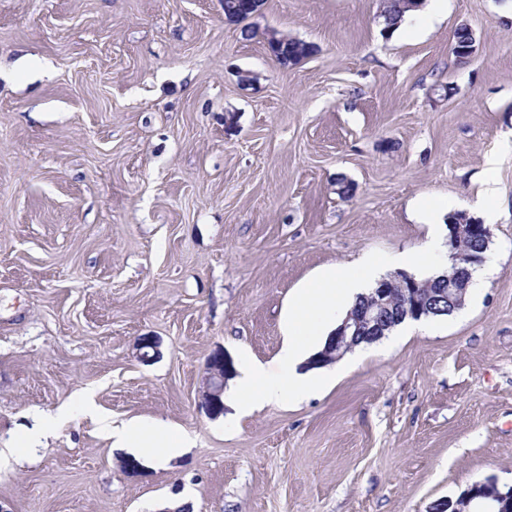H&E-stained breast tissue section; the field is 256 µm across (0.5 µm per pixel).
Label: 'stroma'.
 <instances>
[{"label":"stroma","mask_w":512,"mask_h":512,"mask_svg":"<svg viewBox=\"0 0 512 512\" xmlns=\"http://www.w3.org/2000/svg\"><path fill=\"white\" fill-rule=\"evenodd\" d=\"M381 8L265 0L245 40L223 0H0V448L73 409L0 471L7 512H435L512 486V0H443L393 36ZM269 29L316 51L281 65ZM492 153L500 216L462 312L348 352L301 401L199 407L212 352L276 372L292 289L427 249L413 203L472 214ZM86 394L193 444L125 473Z\"/></svg>","instance_id":"stroma-1"}]
</instances>
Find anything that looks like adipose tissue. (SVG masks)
Here are the masks:
<instances>
[{
    "label": "adipose tissue",
    "mask_w": 512,
    "mask_h": 512,
    "mask_svg": "<svg viewBox=\"0 0 512 512\" xmlns=\"http://www.w3.org/2000/svg\"><path fill=\"white\" fill-rule=\"evenodd\" d=\"M428 254L407 253L391 258L372 254L354 262L332 266L306 280L294 292L289 306L288 339L278 354L279 372L269 374L264 364H245L236 380V402L247 415L269 404L299 400L319 391L327 382L322 369L301 371V364L316 353L346 317L356 298L379 280L389 266L427 268ZM100 430L117 448H127L143 458L163 460L190 445L187 433L164 430L129 421L115 424L111 417L98 419Z\"/></svg>",
    "instance_id": "adipose-tissue-1"
}]
</instances>
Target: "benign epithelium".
I'll list each match as a JSON object with an SVG mask.
<instances>
[{
    "label": "benign epithelium",
    "mask_w": 512,
    "mask_h": 512,
    "mask_svg": "<svg viewBox=\"0 0 512 512\" xmlns=\"http://www.w3.org/2000/svg\"><path fill=\"white\" fill-rule=\"evenodd\" d=\"M460 27L466 30L468 36L456 43L453 51L466 58L473 53L476 38L468 24L462 23ZM472 238L490 241V225L468 217L457 224H448L450 257L457 273L452 277L438 275L423 284L405 272H398L381 281L364 302L352 308L322 351L311 359V363L315 366L332 364L360 344L372 343L386 336L408 317L419 320L461 308L470 284L472 267L483 262V257L465 253L459 248L461 241ZM440 298L448 302L447 308L442 311L435 308V302ZM135 354L144 363L152 361L158 355L157 341L152 336L139 338ZM234 373L233 361L223 351L218 350L208 357L198 405L210 416L217 417L223 413L224 386ZM507 501L512 502V487L502 491L490 481L467 487L459 498H449L441 503L437 512H503L495 503Z\"/></svg>",
    "instance_id": "obj_1"
}]
</instances>
